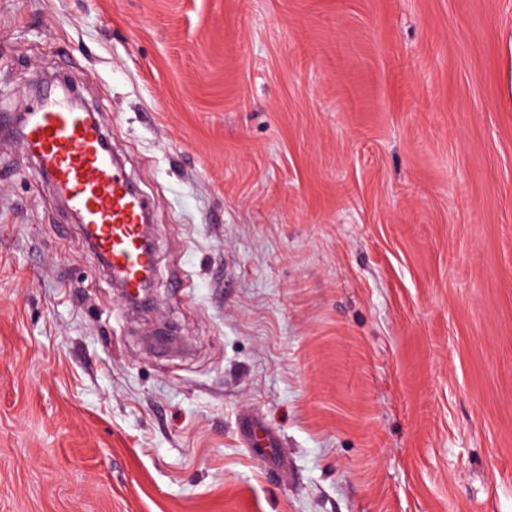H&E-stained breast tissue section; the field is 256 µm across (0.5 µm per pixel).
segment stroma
<instances>
[{"label": "stroma", "mask_w": 512, "mask_h": 512, "mask_svg": "<svg viewBox=\"0 0 512 512\" xmlns=\"http://www.w3.org/2000/svg\"><path fill=\"white\" fill-rule=\"evenodd\" d=\"M60 73L155 295L0 132V512H512V0H0Z\"/></svg>", "instance_id": "obj_1"}]
</instances>
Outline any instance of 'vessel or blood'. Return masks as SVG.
Wrapping results in <instances>:
<instances>
[{
  "label": "vessel or blood",
  "instance_id": "obj_1",
  "mask_svg": "<svg viewBox=\"0 0 512 512\" xmlns=\"http://www.w3.org/2000/svg\"><path fill=\"white\" fill-rule=\"evenodd\" d=\"M101 144V128L89 113L62 103L40 104L18 133L20 149L36 161L80 216L97 252L110 258L114 274L133 290L151 263L141 245L146 203L131 192Z\"/></svg>",
  "mask_w": 512,
  "mask_h": 512
}]
</instances>
